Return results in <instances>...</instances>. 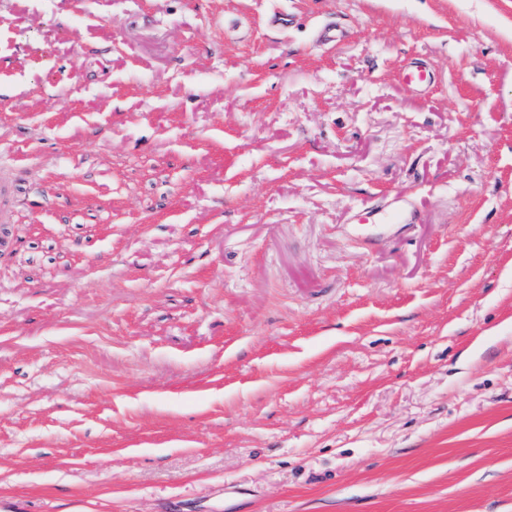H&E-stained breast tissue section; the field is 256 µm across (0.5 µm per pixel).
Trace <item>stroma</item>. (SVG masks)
<instances>
[{"label":"stroma","mask_w":512,"mask_h":512,"mask_svg":"<svg viewBox=\"0 0 512 512\" xmlns=\"http://www.w3.org/2000/svg\"><path fill=\"white\" fill-rule=\"evenodd\" d=\"M0 158V505L512 512V0H0ZM403 80L411 88H419L431 82V73L421 60L409 62L403 71ZM13 189L9 167L1 159L0 162V222L7 225L10 216V197Z\"/></svg>","instance_id":"1"}]
</instances>
